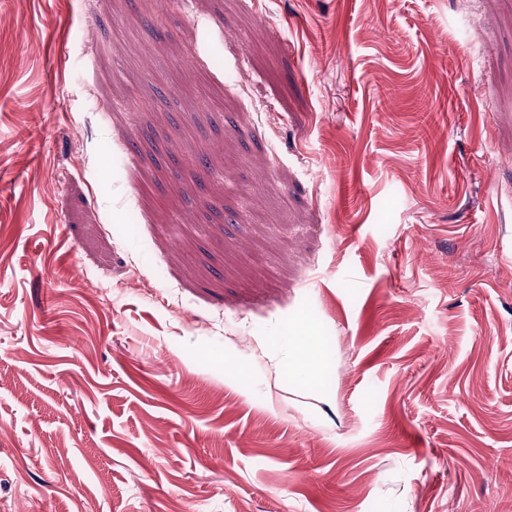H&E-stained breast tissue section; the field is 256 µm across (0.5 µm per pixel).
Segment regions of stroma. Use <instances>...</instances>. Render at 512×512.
Returning <instances> with one entry per match:
<instances>
[{
    "label": "stroma",
    "mask_w": 512,
    "mask_h": 512,
    "mask_svg": "<svg viewBox=\"0 0 512 512\" xmlns=\"http://www.w3.org/2000/svg\"><path fill=\"white\" fill-rule=\"evenodd\" d=\"M0 512H512V0H0ZM284 337L288 343L289 356L300 378L306 381L317 380L323 360L316 336H294L291 331L289 336Z\"/></svg>",
    "instance_id": "1"
}]
</instances>
